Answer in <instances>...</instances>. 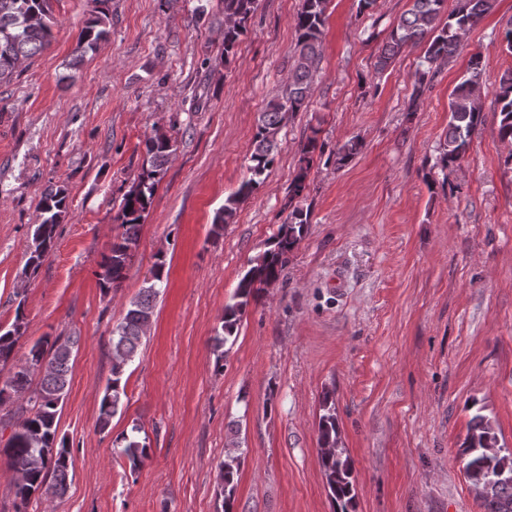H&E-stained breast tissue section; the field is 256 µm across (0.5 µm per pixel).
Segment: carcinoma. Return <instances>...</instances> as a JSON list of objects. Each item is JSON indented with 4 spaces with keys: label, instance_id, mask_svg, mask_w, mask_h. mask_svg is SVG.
Wrapping results in <instances>:
<instances>
[{
    "label": "carcinoma",
    "instance_id": "cac0c4a2",
    "mask_svg": "<svg viewBox=\"0 0 512 512\" xmlns=\"http://www.w3.org/2000/svg\"><path fill=\"white\" fill-rule=\"evenodd\" d=\"M256 0H224V56H229L245 33L254 12ZM53 0H0V81L11 78L26 61L45 51L53 38L55 17ZM91 17L78 34L68 68L78 71L85 56L96 51L109 35L108 0H93ZM445 0H413L380 49L376 69L384 70L406 48L424 43L422 68L414 76L412 101H417L428 88L438 65L452 57L463 37L492 7V0H457L456 9L448 22L439 26L438 20ZM328 0H303L295 18L297 56L282 93L269 100L260 113L249 157V178L224 200V206L213 219V232L233 222L241 203L251 197L264 182L265 173L272 167L278 151V135L293 112L306 108L312 95V83L320 61V47ZM483 69L479 56L471 59L470 76L453 91L449 103L450 119L445 133L440 164L447 169L455 166L465 155L469 140L482 122L481 98ZM499 114V136L512 141V71L503 75L495 92ZM360 143L349 141L336 151L325 153L318 131L306 138L302 148L301 165L293 178L291 199L302 196L315 158L344 165L358 153ZM176 151L172 138L156 132L145 141L142 172L124 195L116 223L122 228L109 253L103 255L98 273L104 293L118 290L137 247L144 214L151 203L155 187L164 166ZM68 196L62 186H50L39 201L41 223L32 234L27 268L37 270L53 248L57 227L68 213ZM309 214L294 206L286 221L279 225L269 248L240 278L231 301L224 306L220 330L212 338L215 369L222 371L223 347L235 342L243 314L258 292L276 284L285 276L290 256L307 233ZM168 272L163 257H158L150 271L147 286L142 288L122 320L112 329V378L99 401L97 427L105 432L119 412L126 396V367L134 360L142 337L146 335L154 314V301L166 287ZM23 312L16 310L15 321L9 329H0V406L27 391L31 395L26 405L17 408L21 419L8 437L0 454L16 472L23 473L13 482L14 499L25 505L37 493L62 496L67 490L72 460L66 436L58 432V412L63 405L69 385V363L78 348L80 336H44L37 340L23 358L16 357V347L22 337ZM46 365L37 384H32L31 369ZM324 414L320 416L319 457L328 495L336 512H356L357 492L350 459L339 447V431L335 408L330 395L324 396ZM141 428L132 427V434L116 438L121 445L120 455L132 472L138 471L150 458L149 444L137 436ZM498 435L491 420L478 412L471 419L467 436L460 448L466 477L483 500L485 512H512V481L484 488L480 477L506 464L512 469V453L499 452ZM241 456H230L221 466V492L224 512H234Z\"/></svg>",
    "mask_w": 512,
    "mask_h": 512
}]
</instances>
